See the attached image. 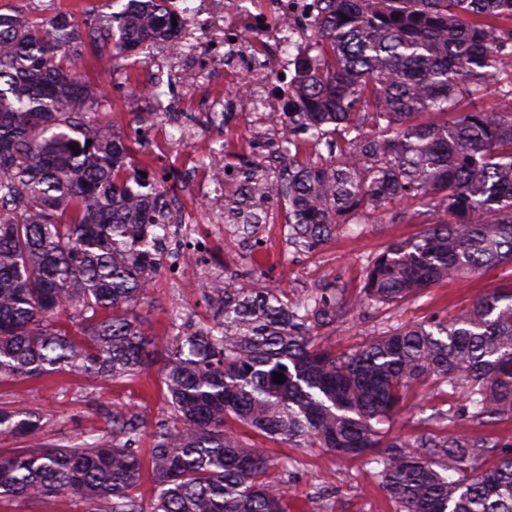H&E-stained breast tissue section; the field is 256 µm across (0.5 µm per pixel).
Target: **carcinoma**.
I'll list each match as a JSON object with an SVG mask.
<instances>
[{
	"mask_svg": "<svg viewBox=\"0 0 512 512\" xmlns=\"http://www.w3.org/2000/svg\"><path fill=\"white\" fill-rule=\"evenodd\" d=\"M178 0H147L126 26L150 44ZM311 52L294 64L296 124L272 199L288 204V238L314 249L361 211L427 217L367 267L353 299L224 277L209 315L180 314L160 376L170 414L151 432L154 494L142 477L138 417L115 411L112 443L95 434L60 448L37 440L43 416L0 410V497L69 494L108 512H288L268 455L239 428L293 448H326L372 466L396 512H512V444L462 430L512 420V287L450 320L388 325L360 349L317 340L358 306L399 303L435 282L512 263V0H317ZM0 12V379L73 367L104 383L153 366L156 342L136 307L157 267L163 195L135 176L125 142L94 126L92 84L76 75L82 26ZM490 95L494 107L476 100ZM316 146L303 162L293 135ZM78 145L74 154L72 145ZM76 311L73 335L55 318ZM281 373L285 382H273ZM425 377L466 393L389 438L410 387Z\"/></svg>",
	"mask_w": 512,
	"mask_h": 512,
	"instance_id": "1",
	"label": "carcinoma"
}]
</instances>
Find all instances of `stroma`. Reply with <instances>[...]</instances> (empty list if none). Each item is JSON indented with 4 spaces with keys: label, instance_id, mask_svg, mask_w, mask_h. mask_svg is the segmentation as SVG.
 <instances>
[{
    "label": "stroma",
    "instance_id": "1",
    "mask_svg": "<svg viewBox=\"0 0 512 512\" xmlns=\"http://www.w3.org/2000/svg\"><path fill=\"white\" fill-rule=\"evenodd\" d=\"M126 0H0V9H16L29 20L38 21L59 11L72 12L77 20H85L88 6H96L105 16L121 12ZM136 53L112 52L111 48L96 50L87 47L83 76L91 82L109 84L101 109L114 121V131L129 147L131 168L159 167L157 156L148 154L147 147L136 137L137 109L127 94L126 85L138 76ZM119 70L121 81L109 82L112 70ZM273 221L264 225L259 237L234 233L225 225L223 237L211 238L210 264L214 270H228L245 276L258 272L264 284L291 288L301 295L328 284L343 288L347 297H354L363 286L369 261L381 253L391 241L410 239L422 227L412 223H397L392 213L375 217L361 216L354 229L337 228L331 240L314 249H299L287 241L286 213L272 207ZM512 286V265L499 266L478 275L457 280L441 281L426 288L416 297L395 305L379 308L362 306L341 317L334 326L324 328L322 340L341 351H355L371 340L379 327L391 323L423 324L432 318L455 317L472 301L498 288ZM151 303L142 307L150 330L157 338V355L165 357L169 341L170 319L176 312H204L202 293H186L173 287L165 270H157L150 285ZM432 380H425L408 395L397 420L389 428V436L410 437L417 431L422 414L440 407L432 394ZM0 407L31 410L42 413L45 427L41 442L70 446L83 433L91 431L111 440L107 422L114 410L137 413L146 430L139 448L148 456L152 446L150 429L165 419L169 405L166 390L160 381L158 368L138 376L95 384L77 373H61L33 381H0ZM268 455L278 460L295 459L286 485L289 512H322L331 506L332 512H394L371 467L361 460L339 461L319 448L300 452L284 443H268ZM81 500L69 495L44 499L0 498V512H86Z\"/></svg>",
    "mask_w": 512,
    "mask_h": 512
}]
</instances>
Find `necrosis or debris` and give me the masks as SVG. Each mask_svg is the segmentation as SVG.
<instances>
[{
  "label": "necrosis or debris",
  "mask_w": 512,
  "mask_h": 512,
  "mask_svg": "<svg viewBox=\"0 0 512 512\" xmlns=\"http://www.w3.org/2000/svg\"><path fill=\"white\" fill-rule=\"evenodd\" d=\"M313 16L311 0H262L252 11L248 0H192L177 21V37L160 36L144 58L142 77L132 89L135 101H148L167 134L165 146L177 154L190 177L194 198L206 206V223L216 232L243 221L241 201L249 192L238 184L224 195V153L210 145L217 127L236 130L240 113H248L250 133L245 152L256 155L255 166L278 175L284 166L280 139L288 116L281 91L294 83L293 60L309 46L304 26ZM279 94H271V85ZM162 221L168 234L161 241L177 272L179 288L201 279L219 283L205 253H198L195 272L183 273L187 236L196 222L185 206L167 200Z\"/></svg>",
  "instance_id": "1"
}]
</instances>
